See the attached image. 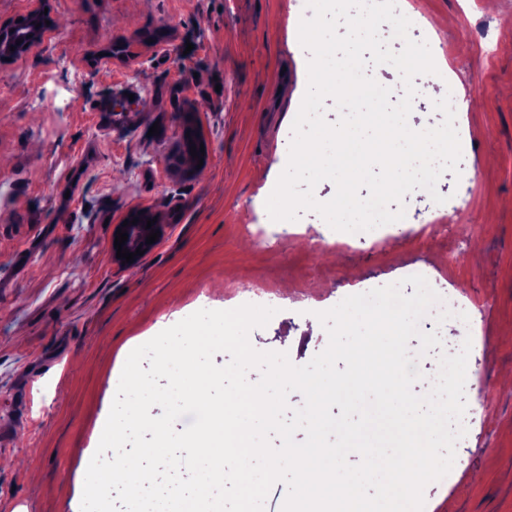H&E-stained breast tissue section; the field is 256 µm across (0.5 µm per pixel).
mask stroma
<instances>
[{
    "label": "stroma",
    "instance_id": "stroma-1",
    "mask_svg": "<svg viewBox=\"0 0 512 512\" xmlns=\"http://www.w3.org/2000/svg\"><path fill=\"white\" fill-rule=\"evenodd\" d=\"M410 3L454 73L452 98L468 102L455 121L460 174L447 177L445 203L415 190L404 219L355 245L315 213L274 222L265 210L301 104L309 54L288 30L301 0H0V22L43 7L49 19L33 51L0 61L13 89L0 102V512H80L83 460L129 339L224 308L260 280L276 313L250 342L300 366L328 344L317 312L352 282L373 289L424 266L431 287L456 283L483 323L466 377L490 396L464 417L466 468L426 486L424 512H512V0ZM32 84L44 91L37 106ZM129 90L145 110L109 120L103 106ZM186 111L207 143L201 166L179 156ZM136 208L165 233L127 267L112 257V229ZM439 212L473 214L481 237L435 235ZM386 234V249H370Z\"/></svg>",
    "mask_w": 512,
    "mask_h": 512
}]
</instances>
